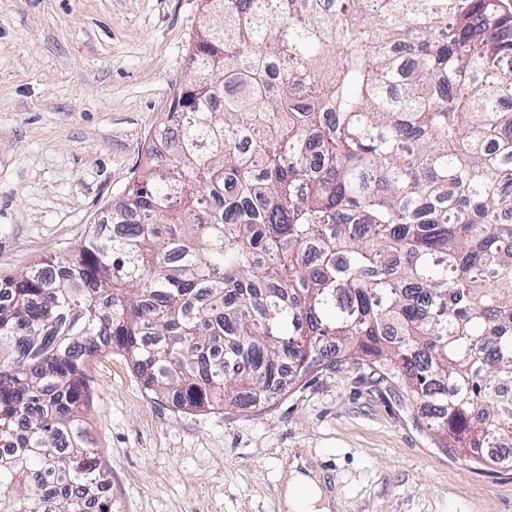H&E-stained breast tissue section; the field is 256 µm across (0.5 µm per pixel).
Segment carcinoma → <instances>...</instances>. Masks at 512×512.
I'll use <instances>...</instances> for the list:
<instances>
[{"label": "carcinoma", "instance_id": "carcinoma-1", "mask_svg": "<svg viewBox=\"0 0 512 512\" xmlns=\"http://www.w3.org/2000/svg\"><path fill=\"white\" fill-rule=\"evenodd\" d=\"M148 165L76 254L0 283V504L88 512L86 361L187 410L360 361L442 448L512 441V13L202 0ZM224 340L215 356L210 343Z\"/></svg>", "mask_w": 512, "mask_h": 512}]
</instances>
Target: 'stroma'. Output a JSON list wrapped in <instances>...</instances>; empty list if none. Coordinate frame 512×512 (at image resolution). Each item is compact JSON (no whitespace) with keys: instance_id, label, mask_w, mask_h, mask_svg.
Returning <instances> with one entry per match:
<instances>
[{"instance_id":"35a3bbf8","label":"stroma","mask_w":512,"mask_h":512,"mask_svg":"<svg viewBox=\"0 0 512 512\" xmlns=\"http://www.w3.org/2000/svg\"><path fill=\"white\" fill-rule=\"evenodd\" d=\"M201 0H0V280L72 255L122 202L184 82ZM87 422L115 512H283L293 462L336 512H512L495 466L438 447L367 366L252 408L188 411L120 351L89 360Z\"/></svg>"}]
</instances>
